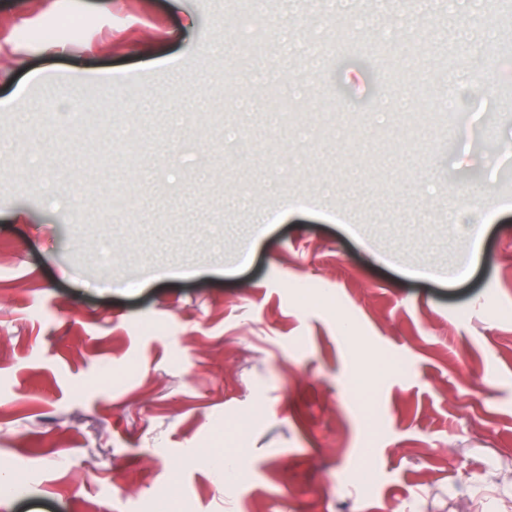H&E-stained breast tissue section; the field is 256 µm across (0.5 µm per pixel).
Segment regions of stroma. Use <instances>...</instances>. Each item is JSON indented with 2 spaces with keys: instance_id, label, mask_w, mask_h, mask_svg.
<instances>
[{
  "instance_id": "stroma-1",
  "label": "stroma",
  "mask_w": 512,
  "mask_h": 512,
  "mask_svg": "<svg viewBox=\"0 0 512 512\" xmlns=\"http://www.w3.org/2000/svg\"><path fill=\"white\" fill-rule=\"evenodd\" d=\"M511 8L0 0V512H512V215L448 221L512 197V53L439 83ZM508 211H512L511 198L500 199L498 205L491 209L474 207L471 204L468 193H459L453 201V212L455 215L468 214L474 219V224H481L472 234L474 249L479 246L481 229L484 224H493L501 214Z\"/></svg>"
}]
</instances>
